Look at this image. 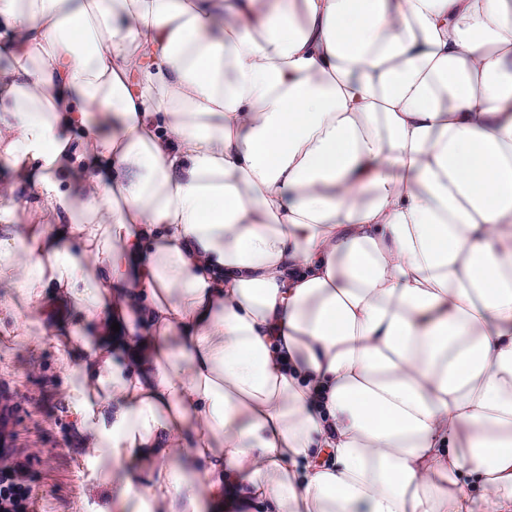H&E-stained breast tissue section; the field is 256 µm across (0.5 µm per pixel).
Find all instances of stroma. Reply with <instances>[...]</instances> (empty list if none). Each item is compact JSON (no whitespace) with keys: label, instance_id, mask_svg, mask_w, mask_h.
Segmentation results:
<instances>
[{"label":"stroma","instance_id":"obj_1","mask_svg":"<svg viewBox=\"0 0 512 512\" xmlns=\"http://www.w3.org/2000/svg\"><path fill=\"white\" fill-rule=\"evenodd\" d=\"M15 327V311L0 306V385L17 412L7 443L34 456L33 510L98 512L104 491L95 464L76 446L66 399L63 361L75 345L51 333L31 338Z\"/></svg>","mask_w":512,"mask_h":512}]
</instances>
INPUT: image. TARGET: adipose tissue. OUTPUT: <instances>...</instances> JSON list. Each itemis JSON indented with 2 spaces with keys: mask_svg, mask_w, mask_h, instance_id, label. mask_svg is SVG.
I'll return each mask as SVG.
<instances>
[{
  "mask_svg": "<svg viewBox=\"0 0 512 512\" xmlns=\"http://www.w3.org/2000/svg\"><path fill=\"white\" fill-rule=\"evenodd\" d=\"M0 56L100 512H512V0H0Z\"/></svg>",
  "mask_w": 512,
  "mask_h": 512,
  "instance_id": "obj_1",
  "label": "adipose tissue"
}]
</instances>
